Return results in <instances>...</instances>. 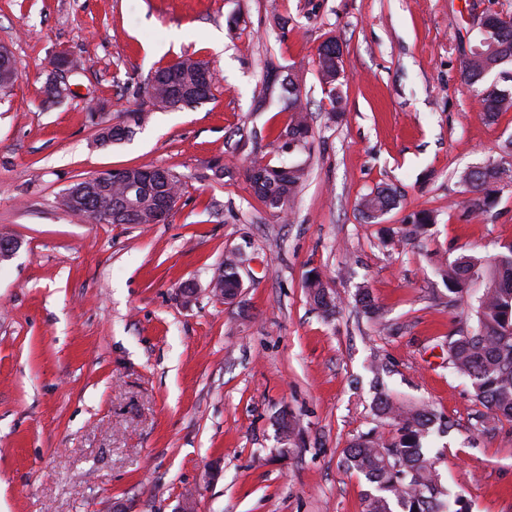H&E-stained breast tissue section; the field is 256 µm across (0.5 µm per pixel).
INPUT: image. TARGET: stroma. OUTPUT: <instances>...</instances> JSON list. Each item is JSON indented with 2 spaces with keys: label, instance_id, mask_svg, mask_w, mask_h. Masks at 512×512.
Listing matches in <instances>:
<instances>
[{
  "label": "stroma",
  "instance_id": "obj_1",
  "mask_svg": "<svg viewBox=\"0 0 512 512\" xmlns=\"http://www.w3.org/2000/svg\"><path fill=\"white\" fill-rule=\"evenodd\" d=\"M489 11L512 17V0H0L19 73L0 89V234L23 241L0 265V512H177L188 493L194 512H362L367 485L340 461L379 423L378 379L452 421L430 451L446 487L472 512H512V421L477 424L446 365L468 312L448 304L449 263L512 244V110L488 119L461 74ZM330 38L338 113L318 76ZM62 52L85 68L50 103ZM186 57L216 72L210 98L148 106L139 87ZM271 63L292 69L313 132L283 214L247 172L290 121L262 81ZM136 112L130 139L99 144L101 122ZM489 164L507 177L475 212L461 177ZM127 166L181 176L167 221L95 224L62 205L71 184ZM386 184L398 204L367 223L359 203ZM421 210L434 224L404 236ZM229 254L230 304L208 291ZM313 269L336 318L307 298Z\"/></svg>",
  "mask_w": 512,
  "mask_h": 512
}]
</instances>
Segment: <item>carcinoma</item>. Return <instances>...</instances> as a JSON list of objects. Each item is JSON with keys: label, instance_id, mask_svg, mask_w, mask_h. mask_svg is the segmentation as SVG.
<instances>
[{"label": "carcinoma", "instance_id": "carcinoma-1", "mask_svg": "<svg viewBox=\"0 0 512 512\" xmlns=\"http://www.w3.org/2000/svg\"><path fill=\"white\" fill-rule=\"evenodd\" d=\"M480 40L496 45L493 62L512 61V19L502 16L488 23ZM340 46L336 39H327L319 48L318 72L326 87L333 111L341 109L343 66L336 58ZM482 59L463 63L465 82L474 86L483 80ZM207 64L183 58L155 71L147 81L145 94L150 105L159 110L183 107L189 95L203 102L208 99L214 78L201 79ZM265 80L279 87L286 109L292 112L285 134L288 143H278V151L302 154L309 146L312 128L307 109L300 106L301 89L292 72L275 79L267 70ZM484 112L494 118L512 109V88L486 85L478 91ZM497 167L487 165L463 177L471 194L470 208L482 210L494 199L493 186L501 179ZM248 176L258 199L274 212H284L301 190L306 177L302 161L273 165L265 154H254ZM397 194L391 187H378L360 202L364 218L376 223L395 208ZM434 215L423 210L415 216L409 236H416ZM482 276L471 304L472 323L448 336V369L470 382L476 401L487 410L480 418L499 416L512 418V245L489 256L462 254L448 265L449 302L470 293V275ZM308 296L326 318L336 314V301L327 288L322 273L312 270L305 280ZM242 288L231 258L224 260V294ZM375 414L392 427L386 436L371 429L354 439L343 450L342 464L346 471L365 479L371 489L363 496V512H471L470 502L454 495L444 486L428 456V439L437 419L435 410L426 404L406 406L394 402L385 391L377 393Z\"/></svg>", "mask_w": 512, "mask_h": 512}]
</instances>
